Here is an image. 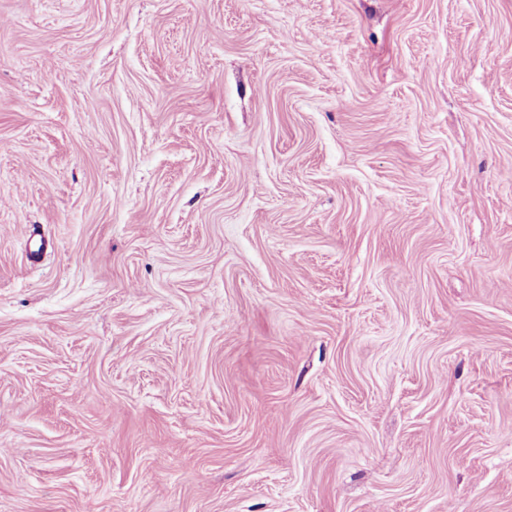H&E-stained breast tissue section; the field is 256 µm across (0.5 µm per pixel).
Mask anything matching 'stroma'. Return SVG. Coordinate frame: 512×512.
<instances>
[{"label":"stroma","instance_id":"obj_1","mask_svg":"<svg viewBox=\"0 0 512 512\" xmlns=\"http://www.w3.org/2000/svg\"><path fill=\"white\" fill-rule=\"evenodd\" d=\"M0 512H512V0H0Z\"/></svg>","mask_w":512,"mask_h":512}]
</instances>
